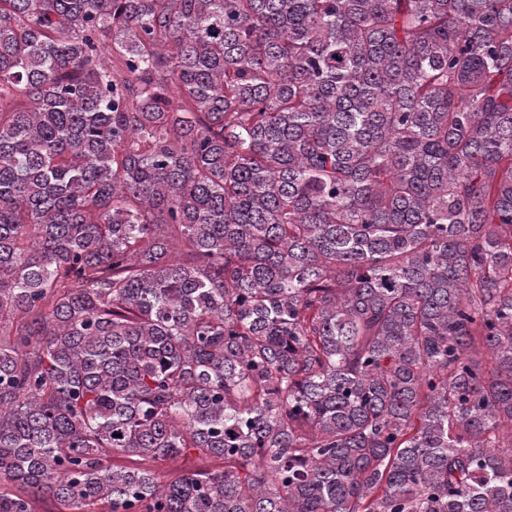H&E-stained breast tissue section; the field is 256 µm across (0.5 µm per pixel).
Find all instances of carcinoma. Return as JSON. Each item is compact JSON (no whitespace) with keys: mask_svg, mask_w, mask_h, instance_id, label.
<instances>
[{"mask_svg":"<svg viewBox=\"0 0 512 512\" xmlns=\"http://www.w3.org/2000/svg\"><path fill=\"white\" fill-rule=\"evenodd\" d=\"M505 423L512 0H0V512H512Z\"/></svg>","mask_w":512,"mask_h":512,"instance_id":"obj_1","label":"carcinoma"}]
</instances>
